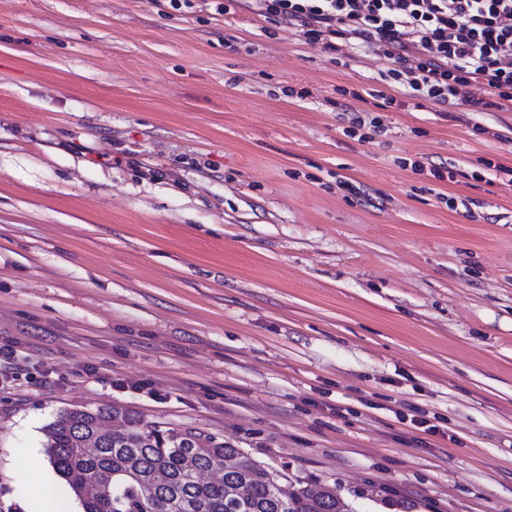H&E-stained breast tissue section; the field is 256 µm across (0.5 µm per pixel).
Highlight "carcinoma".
Wrapping results in <instances>:
<instances>
[{"mask_svg":"<svg viewBox=\"0 0 512 512\" xmlns=\"http://www.w3.org/2000/svg\"><path fill=\"white\" fill-rule=\"evenodd\" d=\"M46 454L83 512H355L214 436L143 425L124 407L64 410Z\"/></svg>","mask_w":512,"mask_h":512,"instance_id":"1","label":"carcinoma"}]
</instances>
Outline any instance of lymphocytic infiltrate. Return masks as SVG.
Segmentation results:
<instances>
[{
  "label": "lymphocytic infiltrate",
  "instance_id": "lymphocytic-infiltrate-1",
  "mask_svg": "<svg viewBox=\"0 0 512 512\" xmlns=\"http://www.w3.org/2000/svg\"><path fill=\"white\" fill-rule=\"evenodd\" d=\"M259 21L323 51L374 52L402 96L484 112L512 104V0H254ZM472 84L488 98L467 95Z\"/></svg>",
  "mask_w": 512,
  "mask_h": 512
}]
</instances>
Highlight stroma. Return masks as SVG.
Returning <instances> with one entry per match:
<instances>
[{
	"label": "stroma",
	"instance_id": "stroma-1",
	"mask_svg": "<svg viewBox=\"0 0 512 512\" xmlns=\"http://www.w3.org/2000/svg\"><path fill=\"white\" fill-rule=\"evenodd\" d=\"M252 8L0 0V512H83L44 428L104 405L357 512H512V107L384 108Z\"/></svg>",
	"mask_w": 512,
	"mask_h": 512
}]
</instances>
